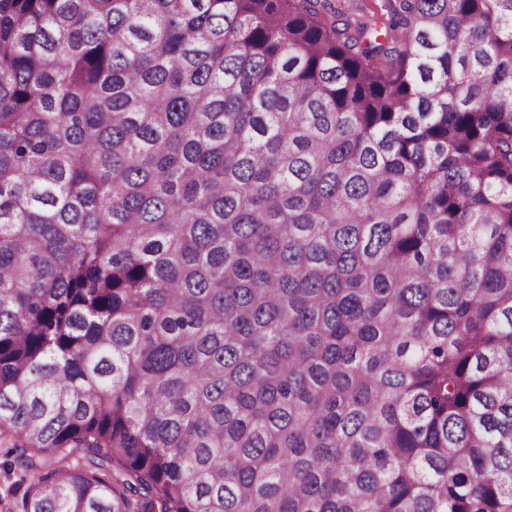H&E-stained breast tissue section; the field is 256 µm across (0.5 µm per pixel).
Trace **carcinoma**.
I'll return each instance as SVG.
<instances>
[{
  "label": "carcinoma",
  "instance_id": "1",
  "mask_svg": "<svg viewBox=\"0 0 512 512\" xmlns=\"http://www.w3.org/2000/svg\"><path fill=\"white\" fill-rule=\"evenodd\" d=\"M17 512H512V0H0Z\"/></svg>",
  "mask_w": 512,
  "mask_h": 512
}]
</instances>
